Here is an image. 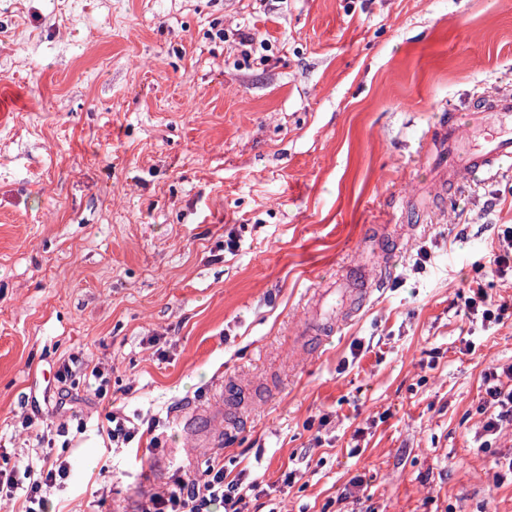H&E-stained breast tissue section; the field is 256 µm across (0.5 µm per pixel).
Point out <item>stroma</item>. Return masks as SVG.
I'll return each mask as SVG.
<instances>
[{
    "label": "stroma",
    "instance_id": "1",
    "mask_svg": "<svg viewBox=\"0 0 512 512\" xmlns=\"http://www.w3.org/2000/svg\"><path fill=\"white\" fill-rule=\"evenodd\" d=\"M502 88L512 0H0V467L31 458L29 415L66 426L47 512H113L210 457L256 483L250 512H512V427L482 451L477 411L512 317L459 296L479 260L512 302L488 266L512 171L437 214L425 152ZM379 258L385 288L305 335L314 289ZM219 393L240 410L193 449L177 418ZM113 404L160 447L104 454Z\"/></svg>",
    "mask_w": 512,
    "mask_h": 512
}]
</instances>
